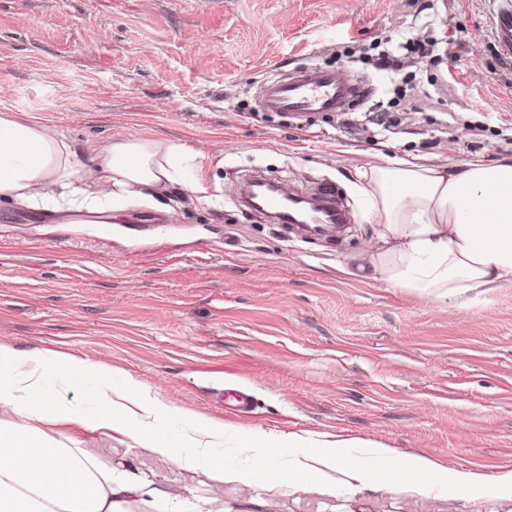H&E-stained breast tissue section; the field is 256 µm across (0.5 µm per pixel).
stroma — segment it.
<instances>
[{
    "label": "stroma",
    "mask_w": 512,
    "mask_h": 512,
    "mask_svg": "<svg viewBox=\"0 0 512 512\" xmlns=\"http://www.w3.org/2000/svg\"><path fill=\"white\" fill-rule=\"evenodd\" d=\"M508 5L0 0L1 110L79 149L117 132L187 145L212 198L172 186L105 223L0 199V342L90 358L230 428L512 471V286L437 302L351 275L380 245L354 190L371 154H512V61L493 29ZM407 37L434 40L435 58L406 54ZM384 55L397 71L375 68ZM311 65L372 92L341 113L260 110L265 82ZM257 176L302 193L333 184L354 220L338 239L300 236L241 204ZM58 439L143 476L174 512H512L493 488L220 483L118 434Z\"/></svg>",
    "instance_id": "obj_1"
}]
</instances>
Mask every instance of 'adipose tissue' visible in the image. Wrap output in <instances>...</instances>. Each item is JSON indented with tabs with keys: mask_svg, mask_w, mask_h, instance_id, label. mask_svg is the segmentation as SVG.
<instances>
[{
	"mask_svg": "<svg viewBox=\"0 0 512 512\" xmlns=\"http://www.w3.org/2000/svg\"><path fill=\"white\" fill-rule=\"evenodd\" d=\"M199 154L175 142L123 135L77 151L55 127L0 110V197L34 209H121L146 191L179 185L202 193ZM356 187L374 218L382 250L356 275L434 300L512 285V155L488 162L429 164L389 158L355 170ZM83 402H72L74 390ZM0 407L21 418L0 428V512H126L128 498L154 497L136 474L99 466L54 431L78 427L130 437L176 466L217 481L263 477L301 486L331 482L343 467L352 480L398 489L419 483L451 495L495 486L512 493V472H460L419 455L381 447L355 456L352 440L330 441L237 429L251 464L226 469L223 422L175 410L98 363L52 350L0 343Z\"/></svg>",
	"mask_w": 512,
	"mask_h": 512,
	"instance_id": "adipose-tissue-1",
	"label": "adipose tissue"
}]
</instances>
